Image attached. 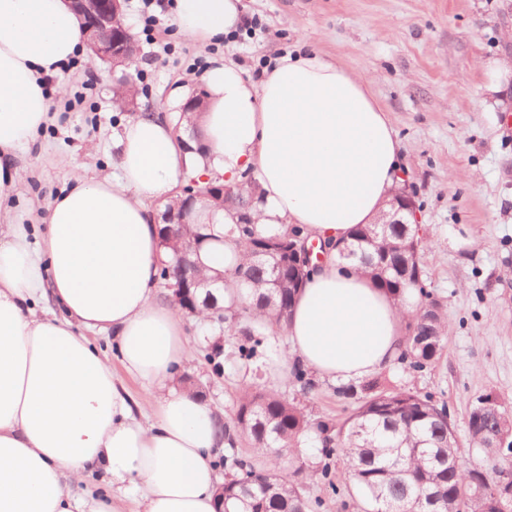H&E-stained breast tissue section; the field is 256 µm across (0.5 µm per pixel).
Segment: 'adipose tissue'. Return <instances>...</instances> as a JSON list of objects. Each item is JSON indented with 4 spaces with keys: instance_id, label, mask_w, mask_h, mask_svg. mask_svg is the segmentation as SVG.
<instances>
[{
    "instance_id": "obj_1",
    "label": "adipose tissue",
    "mask_w": 512,
    "mask_h": 512,
    "mask_svg": "<svg viewBox=\"0 0 512 512\" xmlns=\"http://www.w3.org/2000/svg\"><path fill=\"white\" fill-rule=\"evenodd\" d=\"M172 12L180 34L203 43L241 24L239 0H174ZM84 50L69 0H0V205L20 194L18 154L54 121L63 69ZM204 80L206 158L182 152L176 131L146 112L123 129L118 175L73 166L39 246L26 225H0V512H123L127 499L139 512H216L224 425L178 387L193 350L179 310L157 298L164 252L151 206L173 202L187 174L233 186L253 173L262 227L300 225L329 246L378 222L402 183L399 141L365 75L288 55L258 85L230 62ZM233 214L196 209L214 234L199 252L204 277L242 256L224 234ZM411 310L361 265L328 255L295 298L282 362L338 384L374 376L401 354ZM95 329L111 331L125 371L146 384L152 417L136 416L88 338ZM98 473L104 493H76Z\"/></svg>"
}]
</instances>
